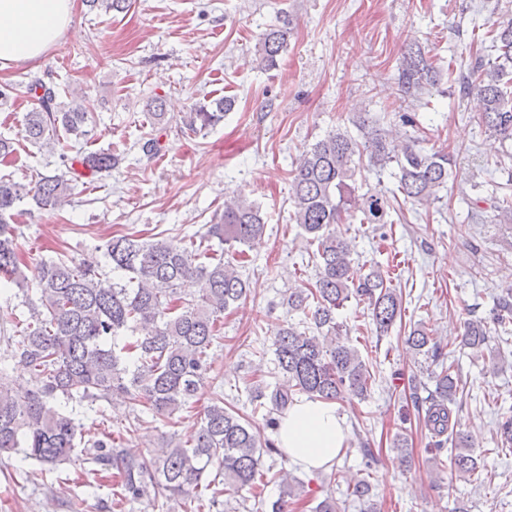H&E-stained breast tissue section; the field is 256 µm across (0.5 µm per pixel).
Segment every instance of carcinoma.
I'll return each mask as SVG.
<instances>
[{
    "label": "carcinoma",
    "mask_w": 512,
    "mask_h": 512,
    "mask_svg": "<svg viewBox=\"0 0 512 512\" xmlns=\"http://www.w3.org/2000/svg\"><path fill=\"white\" fill-rule=\"evenodd\" d=\"M104 13L122 12L131 0H87ZM493 61L475 59L461 76L463 89L476 90L482 102L479 123L504 140H512V19L498 22L487 31ZM288 27L273 26L264 34L260 56L274 68L287 44ZM454 71L443 73L418 43L402 54L397 68L401 98L418 100L443 80H453ZM34 106L25 115L23 138L48 152L60 151L63 168L25 185L10 176H0V283L13 284L21 293L27 316L15 319L11 334L3 336L6 352L30 375L31 388L18 395L0 385V457L21 455L50 470L69 463L81 444L78 408L98 400L140 405L155 421H169L205 387L211 371L209 351L223 326L224 313L241 301L248 282L241 274L249 252L265 235L261 207L235 191L224 202V212L208 226L201 239L219 240L234 250L231 259L212 253L194 241L149 240L134 232L115 234L103 245L114 273H107L57 257L39 261L29 269L19 253L20 226L14 218L20 206L32 201L40 209H58L70 204L73 186L84 177L110 172L120 157L110 150L84 152L76 143L85 139V112L75 94L58 101V91L39 79L26 85ZM148 117L156 133L144 139L140 150L153 159L162 150L160 136L175 127L182 134L204 135L233 111L235 98L199 102L178 120L165 112L166 101L155 96ZM349 130L329 132L311 145L291 170V219L308 235L315 247L309 255L315 278L288 289L283 304L288 314H297L274 335V372L284 384L268 390L257 384L252 390L255 409L267 408L265 426L276 430L277 415L293 404L295 396L333 402L346 396L364 398L375 381L369 364L350 343L347 330L336 313L352 299L367 304V315L376 335L383 337L404 312L402 294L393 288V276L377 265L367 274L353 276L354 239L344 226L349 217L361 224L387 223L396 210L397 195L413 205L442 201L448 189L455 159L448 151H427L417 137H392L366 116ZM393 167L397 180L392 195L379 191L355 194L356 175L367 168L381 174ZM500 224H512V197L494 198ZM34 280L37 299L26 288ZM194 279L198 291L191 297L180 292L183 281ZM512 335V291L499 298L489 318L464 322L463 346L479 350L491 331ZM132 339L118 342L126 332ZM405 343L414 355L437 363L428 373L433 388L422 398L413 393L416 408H425L424 426L430 431L429 452L442 462L450 454L451 466L464 477L480 470L471 453V438L451 425L452 409L459 392L460 374L445 364V354L431 331L417 324ZM161 457L130 456L105 437L82 450L92 468L89 482H112L118 501L165 498L182 512H202V492L211 491L208 508L220 497L246 490L255 512H288L303 493L304 485L290 473L274 471L283 451L261 438L256 425L218 398L207 405L187 444L167 441ZM270 463H265L263 457ZM218 466L214 478L203 482L208 470ZM335 474L320 477L323 497L310 512H341L342 504L332 489ZM278 495H266L269 485ZM348 495L367 503L366 512H381L364 478L348 483Z\"/></svg>",
    "instance_id": "cac0c4a2"
}]
</instances>
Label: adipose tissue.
<instances>
[{
  "instance_id": "adipose-tissue-1",
  "label": "adipose tissue",
  "mask_w": 512,
  "mask_h": 512,
  "mask_svg": "<svg viewBox=\"0 0 512 512\" xmlns=\"http://www.w3.org/2000/svg\"><path fill=\"white\" fill-rule=\"evenodd\" d=\"M74 0H0V69L40 59L67 32ZM346 430L332 404L292 405L280 423L278 445L294 466L313 472L332 465Z\"/></svg>"
}]
</instances>
